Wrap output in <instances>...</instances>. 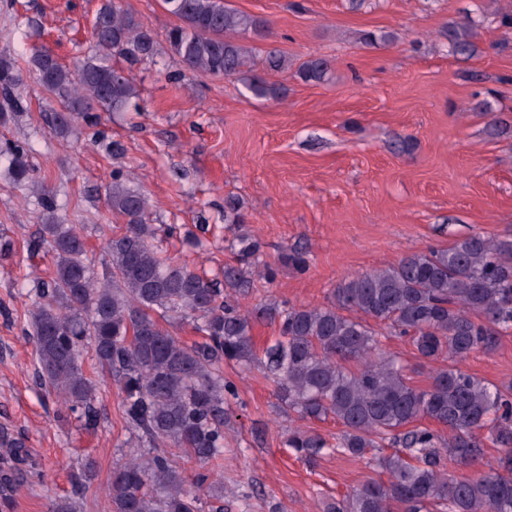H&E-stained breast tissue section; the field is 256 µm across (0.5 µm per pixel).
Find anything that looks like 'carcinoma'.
Here are the masks:
<instances>
[{
    "mask_svg": "<svg viewBox=\"0 0 512 512\" xmlns=\"http://www.w3.org/2000/svg\"><path fill=\"white\" fill-rule=\"evenodd\" d=\"M177 19L166 39L182 65L195 73L242 78L257 98L278 89L252 69V50L239 39L264 35L266 24L231 8L224 0H163ZM97 58L73 67L47 48L30 63L42 90L59 98L52 130L67 136L76 119H91L94 106L121 111L138 98L133 78L113 76L111 55L135 65L155 52L153 32L123 7L102 0L94 18ZM451 52L470 58L477 46L474 26H448ZM267 70L288 69V58L267 53ZM330 71L324 58L302 63L305 82H321ZM18 80L12 60L0 58V87ZM9 155L11 182L39 193L41 241L51 254L52 272L28 292L29 329L38 376L59 406L57 417L87 426L98 417L97 382L84 369L91 354L121 395L120 409L133 443L112 471V512H224V483L210 465L224 456V427L236 384L224 365L257 364L276 387L278 411L288 417L286 443L311 465L327 448L372 461L386 475L341 498L323 512H512V385L493 389L462 368L471 353L494 351L512 329V240L470 235L446 249L414 252L394 263L351 277L322 307L276 301L241 306L253 283L258 243L237 238L234 261L224 280L210 278L171 257L162 242L180 233L176 224H152L149 198L129 185V174L112 170L107 205L124 220L107 243V270L98 277L85 260L86 244L72 224H60L45 185L34 177L26 148ZM191 318L202 341L190 345L171 330ZM406 338L417 358L432 369L426 387L412 384L396 356L379 350L368 320ZM258 323L276 327L274 343L256 348ZM354 363L355 369L347 367ZM333 419L343 427L336 442L308 426ZM430 419L435 431L418 425ZM499 450L484 464L486 444ZM0 512H10L26 483L22 441L0 430ZM487 466L476 477L448 473L447 460ZM96 477L88 458L70 475V494L54 500L50 512H78Z\"/></svg>",
    "mask_w": 512,
    "mask_h": 512,
    "instance_id": "obj_1",
    "label": "carcinoma"
}]
</instances>
